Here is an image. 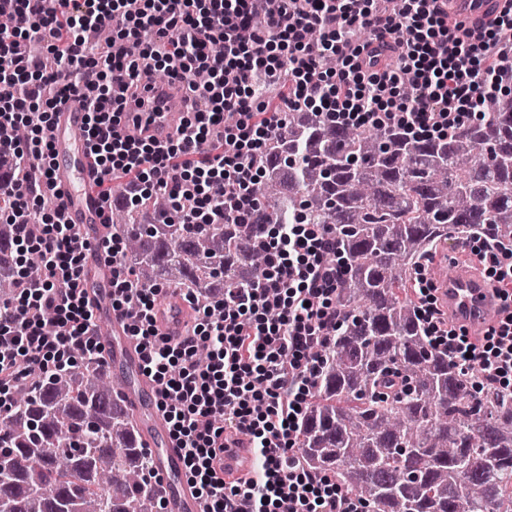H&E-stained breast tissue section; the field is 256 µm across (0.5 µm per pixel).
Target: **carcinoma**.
<instances>
[{"label":"carcinoma","mask_w":512,"mask_h":512,"mask_svg":"<svg viewBox=\"0 0 512 512\" xmlns=\"http://www.w3.org/2000/svg\"><path fill=\"white\" fill-rule=\"evenodd\" d=\"M288 133L266 147L256 219L190 229L152 193L112 209L106 228L147 288L192 311L207 289L246 288L266 264L272 224H323L336 239L337 321L317 347L315 401L296 457L370 512H512V396L448 365L425 335L408 289L418 263L474 232L512 249V98L450 137L423 140L397 126L338 128L285 105ZM10 228L0 225V300L17 292ZM124 382L92 362L20 389L0 420V512H157Z\"/></svg>","instance_id":"obj_1"}]
</instances>
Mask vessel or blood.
I'll use <instances>...</instances> for the list:
<instances>
[{"label":"vessel or blood","instance_id":"obj_1","mask_svg":"<svg viewBox=\"0 0 512 512\" xmlns=\"http://www.w3.org/2000/svg\"><path fill=\"white\" fill-rule=\"evenodd\" d=\"M501 0H457L462 16L471 24L470 35L481 32L482 22L493 18ZM161 101V112L152 114L140 127L142 138L163 143L172 138L176 126L187 110L185 95L172 94L163 87L155 92ZM87 114L81 97H73L54 113L48 131L51 157L57 175L55 191L64 207L68 223L77 225L81 234L100 236L104 222V199L98 184L100 173L86 143ZM432 281L441 306L455 323L477 327L495 316L490 286L481 279L449 274L447 268L431 271ZM112 275L100 271L95 281L85 283V297L99 318L112 326V368L115 374L128 376L132 384L129 396L139 405L142 429L157 442L153 467L170 483L168 512H204L203 500L180 477L184 467L182 451L171 437L167 422L157 408L154 384L143 373L141 354L135 337L129 336L125 319L112 310ZM155 326L159 333L176 337L181 332L180 315L158 302ZM253 455L246 447L228 448L214 461L217 474L240 478L252 469Z\"/></svg>","mask_w":512,"mask_h":512}]
</instances>
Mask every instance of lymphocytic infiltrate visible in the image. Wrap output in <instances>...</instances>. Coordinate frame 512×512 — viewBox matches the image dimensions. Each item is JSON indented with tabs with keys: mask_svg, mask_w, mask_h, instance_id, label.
<instances>
[{
	"mask_svg": "<svg viewBox=\"0 0 512 512\" xmlns=\"http://www.w3.org/2000/svg\"><path fill=\"white\" fill-rule=\"evenodd\" d=\"M57 14L49 0H0L13 26L0 31V191L11 207L6 222L14 247L36 252L40 280L23 281L10 305L0 306V413L12 406L27 369L54 375L74 355L103 363L96 317L83 298L82 267L88 240L50 207L32 211L54 177L46 132L50 117L73 94L89 114L88 141L103 180L128 177L141 192L169 195L187 226L245 221L256 211L254 187L268 142L283 133L277 113L255 94L261 78H285L288 100L345 127L381 123L423 138L448 136L480 121L490 99L512 94V4L475 39L459 38L448 0H408L405 12L374 0H66ZM366 30L368 42H348V29ZM110 30L106 46L87 44ZM321 39L309 40L312 30ZM339 60L322 66L324 55ZM189 93L188 113L176 134L157 144L130 134L123 105L112 95L125 82L148 102L159 88L158 68ZM209 80L196 85L193 76ZM411 92H398L402 78ZM238 116L224 123L225 112ZM29 128L26 143L13 129ZM267 268L246 291L211 296L221 321L195 318L177 340L159 335L153 308L159 289L144 288L127 263L119 237L101 245L112 270V308L141 343L143 372L156 385L158 406L184 453V475L206 512H366L331 475L309 470L291 456L314 390L315 345L336 320V270L325 261L333 245L316 224H278L264 239ZM460 252L476 255L500 300L512 298V254L471 235ZM410 287L427 336L462 371L478 370L512 392V310L479 340L448 326L425 271ZM53 311L56 329L42 317ZM211 358L197 360L199 348ZM246 441L260 461L243 483L225 482L211 466L217 449Z\"/></svg>",
	"mask_w": 512,
	"mask_h": 512,
	"instance_id": "1",
	"label": "lymphocytic infiltrate"
}]
</instances>
